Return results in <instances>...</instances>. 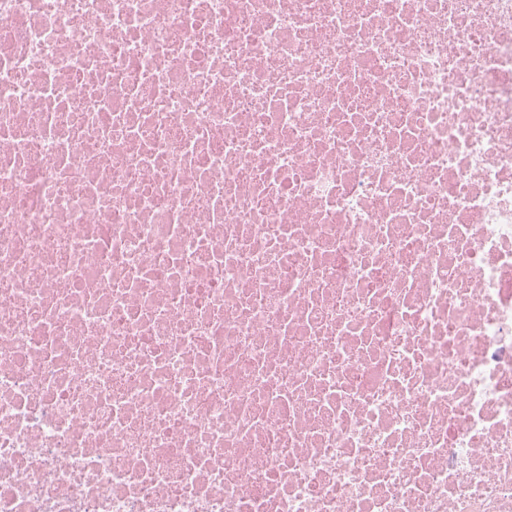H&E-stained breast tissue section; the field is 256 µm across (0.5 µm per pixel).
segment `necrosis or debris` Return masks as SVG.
<instances>
[{
  "mask_svg": "<svg viewBox=\"0 0 512 512\" xmlns=\"http://www.w3.org/2000/svg\"><path fill=\"white\" fill-rule=\"evenodd\" d=\"M0 512H512V0H0Z\"/></svg>",
  "mask_w": 512,
  "mask_h": 512,
  "instance_id": "obj_1",
  "label": "necrosis or debris"
}]
</instances>
